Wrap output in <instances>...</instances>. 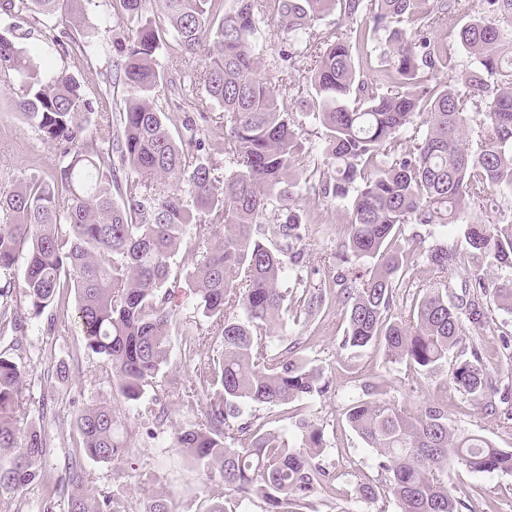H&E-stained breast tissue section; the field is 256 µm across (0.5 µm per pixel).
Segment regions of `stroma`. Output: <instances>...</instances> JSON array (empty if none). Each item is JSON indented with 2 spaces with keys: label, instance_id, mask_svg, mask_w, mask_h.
<instances>
[{
  "label": "stroma",
  "instance_id": "35a3bbf8",
  "mask_svg": "<svg viewBox=\"0 0 512 512\" xmlns=\"http://www.w3.org/2000/svg\"><path fill=\"white\" fill-rule=\"evenodd\" d=\"M115 0H84V35L93 49L92 63L62 55L59 47L44 37L42 25L25 21L21 31L27 41L39 48L43 70L65 68L89 88H110L113 108H120L122 87L112 83V44L123 35L122 26L112 17ZM309 62L300 59L287 73L268 71L267 76L279 88V103L290 112L302 141L299 167L309 183L299 189L297 207L311 225L301 247L305 264L289 271L283 281L289 294L302 290L317 291L335 285L339 274L348 269L339 255L349 199L323 197L314 168L322 166L317 147L321 129L315 124L308 105L306 80ZM15 95L0 85V187L30 176L49 177L57 162L54 149L41 135L24 124L15 109ZM202 255L197 243L184 239L171 260L177 279L171 303L175 321L200 320L189 284L190 274ZM494 322L483 334L482 361L496 385L512 382V312L493 309ZM284 343L298 342L304 355L323 368L330 388L327 394L302 400L304 414L324 430L323 462L334 470L344 459L354 461L356 477L338 476L335 499L323 502L319 512H379L378 502L361 500L358 482L378 479L376 453L367 448L346 424L344 411L352 398L362 393L365 384L379 386L385 398L420 406L431 399L448 403V423L461 433L488 437L497 447L512 448V424L503 414L487 411L483 402L471 400L449 385L445 374L434 373L411 379L405 365L386 362L381 350L369 348L354 353L341 349L344 334L342 307L339 302L325 305L320 316L305 324L293 314L282 317ZM185 338L171 335V363L150 386L145 399L163 397L167 417L152 421L138 403L116 402L120 419L132 436L129 465L109 466L87 462L84 487L90 492L106 493L117 499L124 512H149L155 495H168L173 512H210L224 498L219 478L209 477L191 461L185 460L174 445L175 432L192 427L195 414L182 405V393L199 372L198 361L185 358ZM0 354L25 367L27 381L24 398L31 409L29 416L47 441V453L38 462L39 471L53 475L65 469L78 456L79 433L76 419L87 404L109 398L110 381L102 357L84 347L74 317L58 322L53 333L43 331L42 323L29 322L25 333L0 324ZM67 366L66 379L51 377L56 365ZM451 483L461 499V512H512V473L471 472L460 468L452 472ZM68 493L55 492L42 481H34L19 491L0 494V512H68Z\"/></svg>",
  "mask_w": 512,
  "mask_h": 512
}]
</instances>
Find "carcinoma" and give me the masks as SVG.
<instances>
[{
	"instance_id": "carcinoma-1",
	"label": "carcinoma",
	"mask_w": 512,
	"mask_h": 512,
	"mask_svg": "<svg viewBox=\"0 0 512 512\" xmlns=\"http://www.w3.org/2000/svg\"><path fill=\"white\" fill-rule=\"evenodd\" d=\"M83 0H0L7 18L53 20L52 42L68 56H87ZM114 21L126 27L113 42L115 81L123 86L119 123L95 133L87 114L109 107L65 70L40 71L38 49L0 34V83L13 88L23 122L57 151L46 181L32 175L0 191V274L24 262L28 315L48 328L75 317L85 348L101 356L116 393L138 402L171 358L173 326L166 288L170 259L194 234L204 247L191 274L207 326L188 324L184 352L203 358L198 382L183 406L200 414L175 433L174 446L224 483V501L209 512H241L260 501L263 512H317L313 500L336 496V477L321 462L323 430L295 422L300 438L243 418L252 405L287 406L328 392L323 368L296 345L275 343L288 309L282 283L302 261L295 244L305 226L291 189L299 184L298 133L278 106L279 88L258 72L262 22L256 0H159L166 26L147 15L146 0H118ZM282 17L289 50L275 69L309 57L308 96L323 129L332 169L323 194L352 196L341 242L343 262L362 269L341 277L338 302L347 323L344 349L372 345L414 375L445 371L457 390L485 399L496 392L482 364L474 331L491 327V303L512 311V277L489 284V260L512 270V215L496 209L494 192L512 193V0H271ZM335 11L341 23L319 49L304 37ZM452 30L473 59L459 64L455 47L437 32ZM206 58L204 72L180 82L165 76L169 40ZM456 73L434 84L438 72ZM202 84L205 98L197 94ZM169 84L194 112L174 136L156 103ZM224 110V154L234 170L194 155L210 132L206 100ZM476 108L481 147L464 139ZM477 208L491 213L463 234L469 251L434 242L421 254L430 285L416 288L408 314L392 317L408 253L398 245L405 224H454ZM277 220L267 223L269 218ZM66 230H61V225ZM0 287V317L14 329L24 317ZM323 295L301 293L295 318L308 323ZM22 365L0 355V491L45 479L36 464L46 441L27 422ZM349 427L375 450L380 479L362 483L360 498L396 512H459L448 470L512 472V448L479 434L461 435L437 401L409 412L371 384L345 411ZM82 455L53 486L74 487L68 512H122L111 496L79 491L83 461H128L130 444L110 401L87 405L76 419Z\"/></svg>"
}]
</instances>
